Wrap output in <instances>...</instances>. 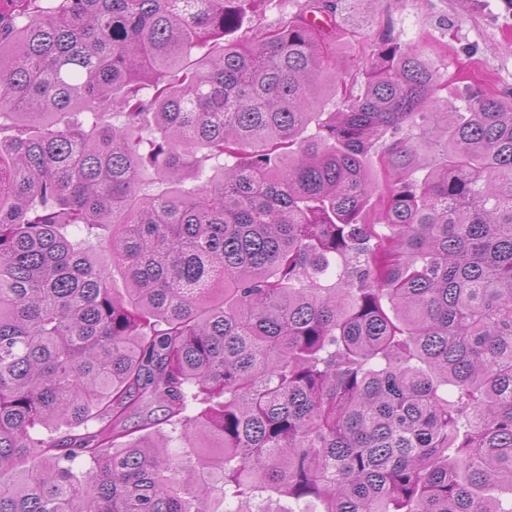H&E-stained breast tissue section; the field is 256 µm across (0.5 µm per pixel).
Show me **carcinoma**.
Segmentation results:
<instances>
[{
	"label": "carcinoma",
	"mask_w": 512,
	"mask_h": 512,
	"mask_svg": "<svg viewBox=\"0 0 512 512\" xmlns=\"http://www.w3.org/2000/svg\"><path fill=\"white\" fill-rule=\"evenodd\" d=\"M13 2L0 512H512V93L337 74L375 0ZM276 3L267 4L258 2L256 8L244 20V27H268L277 24L284 15L294 14L299 11L304 0H275ZM337 21L340 26H336V53L339 56V58H336V62L337 70L340 73H343L349 65V61L346 60H348V41L350 40L349 30L352 23L348 22L344 24L338 17Z\"/></svg>",
	"instance_id": "1"
}]
</instances>
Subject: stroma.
I'll return each instance as SVG.
<instances>
[{"label":"stroma","mask_w":512,"mask_h":512,"mask_svg":"<svg viewBox=\"0 0 512 512\" xmlns=\"http://www.w3.org/2000/svg\"><path fill=\"white\" fill-rule=\"evenodd\" d=\"M365 43L393 33L428 45L448 76L463 73L496 92L512 91V8L504 0H376Z\"/></svg>","instance_id":"35a3bbf8"}]
</instances>
